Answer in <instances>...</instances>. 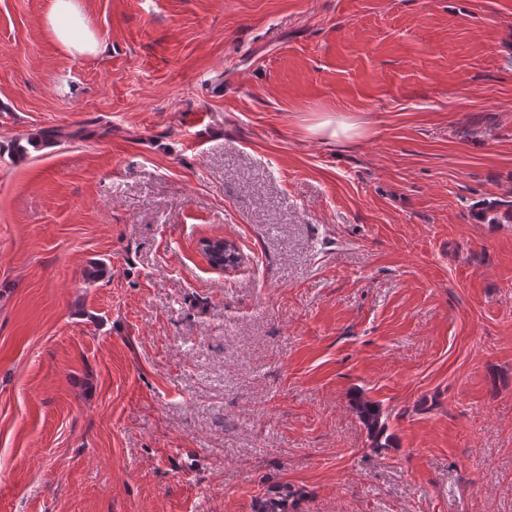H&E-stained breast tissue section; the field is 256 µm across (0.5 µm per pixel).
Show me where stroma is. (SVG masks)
Returning <instances> with one entry per match:
<instances>
[{
  "label": "stroma",
  "instance_id": "stroma-1",
  "mask_svg": "<svg viewBox=\"0 0 512 512\" xmlns=\"http://www.w3.org/2000/svg\"><path fill=\"white\" fill-rule=\"evenodd\" d=\"M51 2L0 0V512H512V0H79L85 55ZM47 22L57 41L68 51L80 55L98 51L99 42L89 31L75 0H53ZM350 406L359 421L367 429L369 436L372 439L373 447H386V442L382 443L386 425L385 422L382 421L383 411L380 403L356 394L351 397Z\"/></svg>",
  "mask_w": 512,
  "mask_h": 512
}]
</instances>
